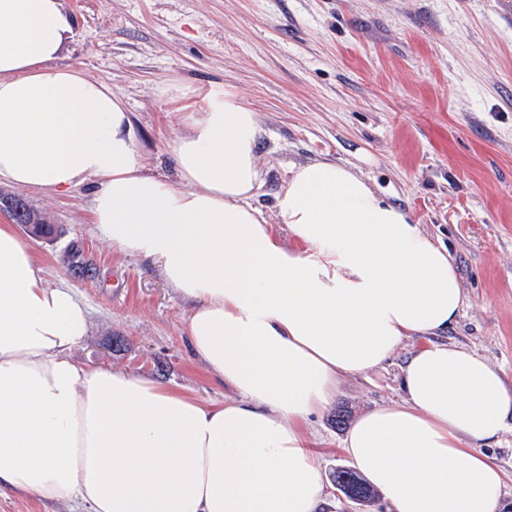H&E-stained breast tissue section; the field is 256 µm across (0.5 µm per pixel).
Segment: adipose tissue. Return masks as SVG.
<instances>
[{
  "instance_id": "adipose-tissue-1",
  "label": "adipose tissue",
  "mask_w": 512,
  "mask_h": 512,
  "mask_svg": "<svg viewBox=\"0 0 512 512\" xmlns=\"http://www.w3.org/2000/svg\"><path fill=\"white\" fill-rule=\"evenodd\" d=\"M71 31L61 0H0V181H94L92 224L161 260L192 305V355L235 396L204 403L78 366L87 304L0 224V489L76 512H322L304 424L341 376L430 336L405 364V399L361 414L344 452L393 512H500L501 472L475 445L502 429L512 394L486 360L437 340L464 304L447 248L356 165L323 159L294 165L276 194L286 246L252 203L258 116L220 83L174 144L179 185L147 174L123 98L54 67Z\"/></svg>"
}]
</instances>
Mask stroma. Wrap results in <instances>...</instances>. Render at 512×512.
Segmentation results:
<instances>
[{"mask_svg":"<svg viewBox=\"0 0 512 512\" xmlns=\"http://www.w3.org/2000/svg\"><path fill=\"white\" fill-rule=\"evenodd\" d=\"M73 32L56 66L108 83L126 102L148 174L178 183L171 156L188 113L214 82L259 119L263 183L275 219L293 165L360 167L448 249L464 292L444 342L497 369L512 393V0H62ZM91 185L26 191L65 233L32 239L49 284L66 281L90 309L74 349L85 368L152 379L201 401L232 390L192 358L187 302L160 261L124 254L92 223ZM427 336L401 341L381 366L342 378L336 405L358 417L404 396L402 368ZM333 411L306 425L325 475L349 466ZM480 449L504 473L512 512V417Z\"/></svg>","mask_w":512,"mask_h":512,"instance_id":"35a3bbf8","label":"stroma"}]
</instances>
